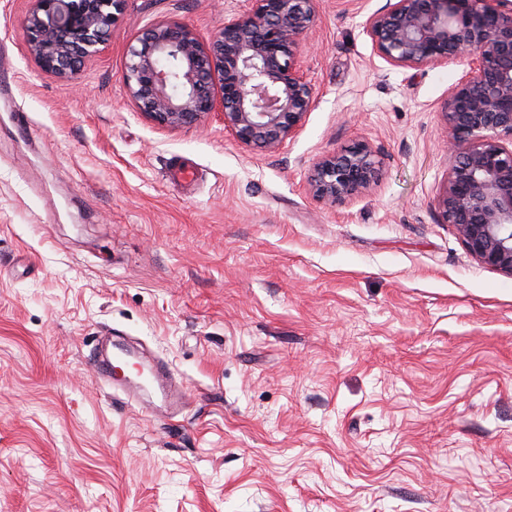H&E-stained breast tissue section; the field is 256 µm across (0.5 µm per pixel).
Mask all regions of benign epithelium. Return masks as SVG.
Wrapping results in <instances>:
<instances>
[{
    "label": "benign epithelium",
    "mask_w": 512,
    "mask_h": 512,
    "mask_svg": "<svg viewBox=\"0 0 512 512\" xmlns=\"http://www.w3.org/2000/svg\"><path fill=\"white\" fill-rule=\"evenodd\" d=\"M23 22L28 53L69 81L125 13L127 0H31ZM316 0H254L205 39L190 24L154 20L126 47V93L150 124L178 130L222 115L245 147L274 151L294 140L315 103L298 61ZM376 55L420 67L469 58L448 89V181L436 198L479 263L512 276V0H387L366 21ZM378 151L360 141L322 158L310 190L330 203L376 181Z\"/></svg>",
    "instance_id": "1"
}]
</instances>
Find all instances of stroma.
I'll list each match as a JSON object with an SVG mask.
<instances>
[{
    "mask_svg": "<svg viewBox=\"0 0 512 512\" xmlns=\"http://www.w3.org/2000/svg\"><path fill=\"white\" fill-rule=\"evenodd\" d=\"M385 3L318 0L315 106L269 152L217 114L156 128L122 82L146 23L207 37L253 0H129L69 82L27 51L31 0H0V512H512V277L435 208L468 60L378 57ZM360 140L377 181L313 198ZM110 335L178 410L101 378ZM380 163L378 151L369 142L359 141L322 158L310 179V190L315 198L334 204L353 198L376 181Z\"/></svg>",
    "mask_w": 512,
    "mask_h": 512,
    "instance_id": "35a3bbf8",
    "label": "stroma"
}]
</instances>
